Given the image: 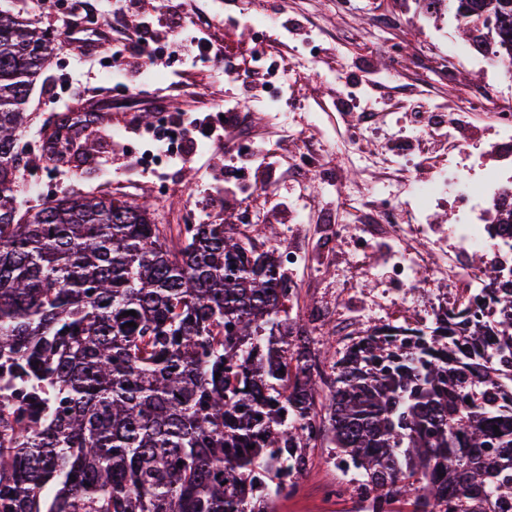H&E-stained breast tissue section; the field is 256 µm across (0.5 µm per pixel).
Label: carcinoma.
Instances as JSON below:
<instances>
[{
  "label": "carcinoma",
  "instance_id": "obj_1",
  "mask_svg": "<svg viewBox=\"0 0 512 512\" xmlns=\"http://www.w3.org/2000/svg\"><path fill=\"white\" fill-rule=\"evenodd\" d=\"M442 2L512 70V0ZM47 48L0 10V512H274L322 439L377 491L373 512H512L498 262L483 271L498 322L463 308L400 341L375 327L327 371L283 317L276 249L232 225L185 224L176 247L108 194L20 213L23 106Z\"/></svg>",
  "mask_w": 512,
  "mask_h": 512
}]
</instances>
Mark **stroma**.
<instances>
[{"label": "stroma", "instance_id": "obj_1", "mask_svg": "<svg viewBox=\"0 0 512 512\" xmlns=\"http://www.w3.org/2000/svg\"><path fill=\"white\" fill-rule=\"evenodd\" d=\"M287 28L288 50L281 65H290L302 53L313 28L324 32L319 54L306 74L291 79L294 107L288 118L295 135L283 148L289 159L265 172L245 164L248 183L270 187L271 204L260 206L259 221H252L242 195L218 196L211 182L222 180L220 161L225 146H237L243 130L267 136L271 133L264 108L254 102L245 83L227 82L221 65L207 68L183 61H162L149 67L136 89L118 93L123 83L122 66L111 64V50H92L68 43L61 35L64 15L53 0H0V8L32 18L54 37L50 63L33 88L25 110L27 119L21 140L34 145L52 131L60 116L72 125L67 138L92 140L90 157L73 159L66 166L28 161L23 176L38 179L39 191L20 187L18 197L33 206L42 200L78 194L112 193L147 203L153 217L169 238H176L177 225L218 224L231 221L264 249L272 245L295 247L306 252L310 269H287L289 282L297 288L288 304V315L299 319L317 315L330 331L329 342L338 343L342 326L336 320L338 306L364 309L373 289L394 288L386 272L388 243L375 237L361 242L353 237L323 251V227L341 224L339 207L344 195L361 177L337 147L345 132L346 114L338 109L341 96L361 108L373 96L389 138L369 139L360 149L375 154L398 148V134L427 124L432 113L451 112L460 91L471 89L484 78L495 80L503 101L512 102V74L500 68H480L460 23L451 16L426 20L416 0H267ZM248 0H186L185 11L207 21L203 28L188 27L183 36L207 38L214 47L237 61L259 36L245 25ZM400 16L398 27L375 31L378 18ZM455 51L460 61L455 88H448L439 57ZM227 100L242 103L247 112L243 129L227 131L224 142L200 143L193 160L165 164L151 173L141 168L114 166L112 151L130 146L151 124L156 106L195 113ZM316 114L320 133H309L308 114ZM419 163L413 175L431 177L438 161L454 155L460 168L472 176L502 165L512 148L499 145L487 112L476 109L456 142L424 138L412 147ZM306 471L292 495L277 499L275 512H348L344 501L329 502L325 486L336 481V450L322 441L306 449Z\"/></svg>", "mask_w": 512, "mask_h": 512}]
</instances>
